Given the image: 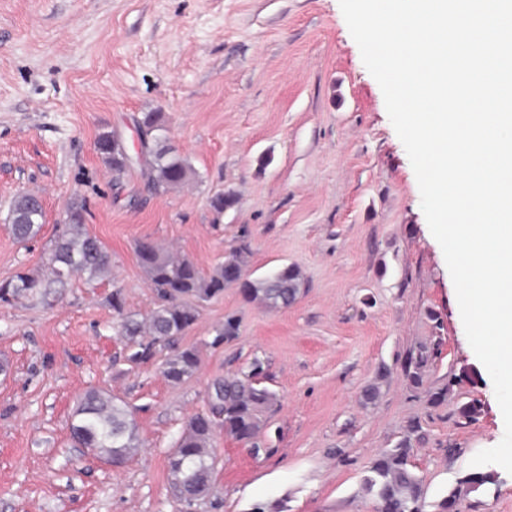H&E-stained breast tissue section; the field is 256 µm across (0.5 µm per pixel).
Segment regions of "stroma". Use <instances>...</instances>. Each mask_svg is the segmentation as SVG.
<instances>
[{
	"mask_svg": "<svg viewBox=\"0 0 512 512\" xmlns=\"http://www.w3.org/2000/svg\"><path fill=\"white\" fill-rule=\"evenodd\" d=\"M147 112L162 114L196 172L166 193L148 190L136 161L114 179L96 149L109 131L135 153ZM227 190L237 202L215 215L210 199ZM21 191L45 212L26 243L8 217ZM76 198L112 259L93 283L49 270ZM140 239L206 272L245 240L244 278L288 264L305 284L280 309L234 286L202 303L176 340L199 366L175 385L161 373L164 353L130 363L116 334L121 316L144 319L158 302L133 251ZM21 271L37 288L0 298V512H181L168 454L207 412L213 384L256 359L277 395L266 450L215 429L212 489L195 512H374L361 478L413 423L423 438L412 463L425 512H436L471 459L504 436L415 172L339 0H0V286ZM230 315L237 336L215 342ZM433 344L414 387L407 364ZM465 365L475 378L451 384ZM369 385L378 397L366 404ZM443 387L446 401L430 404ZM91 389L134 413L141 446L122 467L70 436ZM470 401L472 421L457 413ZM497 475L459 512H512V474Z\"/></svg>",
	"mask_w": 512,
	"mask_h": 512,
	"instance_id": "35a3bbf8",
	"label": "stroma"
}]
</instances>
